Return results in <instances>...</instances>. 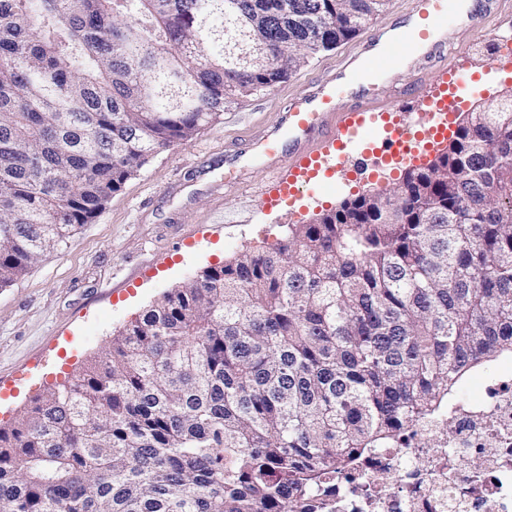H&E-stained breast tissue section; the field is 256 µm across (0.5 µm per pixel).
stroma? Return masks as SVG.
<instances>
[{
    "label": "stroma",
    "mask_w": 512,
    "mask_h": 512,
    "mask_svg": "<svg viewBox=\"0 0 512 512\" xmlns=\"http://www.w3.org/2000/svg\"><path fill=\"white\" fill-rule=\"evenodd\" d=\"M509 36L512 17H493L482 32L458 40L480 75L459 91L466 109L512 87L511 74L490 70ZM357 45L353 39L318 53L289 80L232 106L191 141L154 154L91 223L0 288V425H10L36 396L95 360L163 293L245 248L275 244L289 225L401 181L398 172L372 180L353 176L340 186L327 181L315 198L274 212L262 203L271 178L265 161L248 162L237 184L224 181L227 161L276 125L292 97L336 71Z\"/></svg>",
    "instance_id": "obj_1"
}]
</instances>
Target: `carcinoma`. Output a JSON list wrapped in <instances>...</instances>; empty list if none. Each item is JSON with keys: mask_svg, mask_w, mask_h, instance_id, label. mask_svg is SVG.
<instances>
[{"mask_svg": "<svg viewBox=\"0 0 512 512\" xmlns=\"http://www.w3.org/2000/svg\"><path fill=\"white\" fill-rule=\"evenodd\" d=\"M388 0H0V288ZM512 99L163 294L0 427V512H305L512 356Z\"/></svg>", "mask_w": 512, "mask_h": 512, "instance_id": "obj_1", "label": "carcinoma"}]
</instances>
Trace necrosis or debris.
<instances>
[{"label":"necrosis or debris","mask_w":512,"mask_h":512,"mask_svg":"<svg viewBox=\"0 0 512 512\" xmlns=\"http://www.w3.org/2000/svg\"><path fill=\"white\" fill-rule=\"evenodd\" d=\"M319 512H512V377L487 378L479 399L356 460Z\"/></svg>","instance_id":"1"}]
</instances>
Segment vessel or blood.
Returning <instances> with one entry per match:
<instances>
[{
  "mask_svg": "<svg viewBox=\"0 0 512 512\" xmlns=\"http://www.w3.org/2000/svg\"><path fill=\"white\" fill-rule=\"evenodd\" d=\"M413 2L420 26L403 31L360 70L338 71L315 89L300 93L281 124L253 140V154L273 165V177L263 191L267 209L293 207L300 193L319 189L322 173L341 180L351 169L363 173L398 159H414L412 133H427L436 142L447 139L462 107L455 90L474 79L469 59L451 46L448 24L453 21L465 31H480L487 18L512 10V0H471L465 11L459 0ZM434 31L440 34L433 41L441 52L438 81L430 85L412 81L403 96L381 97L377 74L400 70L420 41ZM380 119L386 120L391 135L380 150L365 152L363 135ZM283 154L288 164L281 167L277 160Z\"/></svg>",
  "mask_w": 512,
  "mask_h": 512,
  "instance_id": "1",
  "label": "vessel or blood"
}]
</instances>
